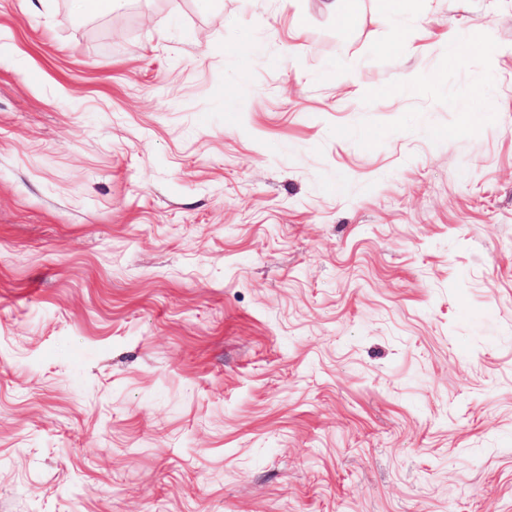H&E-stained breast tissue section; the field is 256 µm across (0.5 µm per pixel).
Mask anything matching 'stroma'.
Segmentation results:
<instances>
[{"label": "stroma", "mask_w": 512, "mask_h": 512, "mask_svg": "<svg viewBox=\"0 0 512 512\" xmlns=\"http://www.w3.org/2000/svg\"><path fill=\"white\" fill-rule=\"evenodd\" d=\"M327 3L0 0V512H512V0ZM359 5L360 0H332L329 6L340 26L351 27L358 20Z\"/></svg>", "instance_id": "35a3bbf8"}]
</instances>
